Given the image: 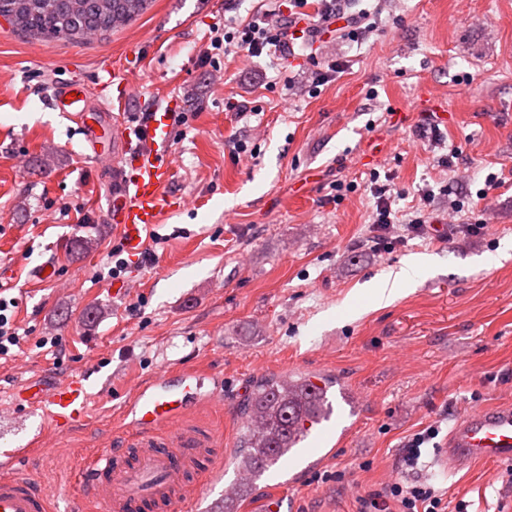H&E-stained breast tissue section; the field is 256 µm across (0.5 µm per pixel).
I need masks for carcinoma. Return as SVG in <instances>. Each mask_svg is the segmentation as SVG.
I'll list each match as a JSON object with an SVG mask.
<instances>
[{"instance_id": "carcinoma-1", "label": "carcinoma", "mask_w": 512, "mask_h": 512, "mask_svg": "<svg viewBox=\"0 0 512 512\" xmlns=\"http://www.w3.org/2000/svg\"><path fill=\"white\" fill-rule=\"evenodd\" d=\"M151 0H0V17L18 31L45 40L84 38L121 28L141 15ZM334 381L324 378L313 387L306 376L282 381L274 377L258 380L240 408L242 433L238 465L262 474L273 454L296 448L304 440L307 420L328 418L326 392Z\"/></svg>"}]
</instances>
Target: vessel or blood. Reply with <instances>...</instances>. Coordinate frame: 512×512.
<instances>
[{
	"label": "vessel or blood",
	"instance_id": "vessel-or-blood-1",
	"mask_svg": "<svg viewBox=\"0 0 512 512\" xmlns=\"http://www.w3.org/2000/svg\"><path fill=\"white\" fill-rule=\"evenodd\" d=\"M87 88L79 80L58 85L53 93L57 111L63 116L84 111ZM93 122H81L84 141L93 156H100L104 132L112 134V155L123 160L118 185L109 196L112 221L118 224L131 250L141 247L142 233L159 223L173 207L164 191L174 171L167 148L171 118L164 115L139 126L111 116L108 105L98 107ZM204 377L182 371L176 377L161 375L142 384L128 403L137 463H124L122 448H100L87 462L88 493L107 512H173L174 507L195 502L204 485L190 463L214 440L187 418L194 403L203 401L220 408L224 395L215 390L202 394ZM17 405H45L51 408L58 427L81 420L87 409L82 378L58 384L32 381L17 388L12 397ZM333 437L316 434L307 449L309 467L324 465L332 456L328 444ZM480 462L512 464V403L480 407L460 415L447 438L434 448L433 465L442 472L462 470ZM0 512H51L48 497L27 477H0Z\"/></svg>",
	"mask_w": 512,
	"mask_h": 512
}]
</instances>
